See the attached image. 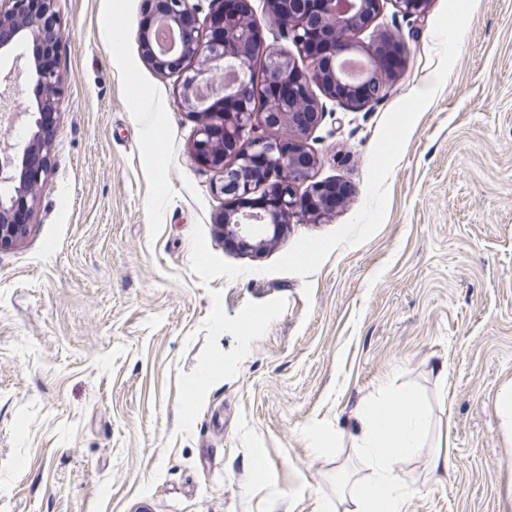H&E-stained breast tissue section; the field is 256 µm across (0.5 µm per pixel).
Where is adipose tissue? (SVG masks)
<instances>
[{"mask_svg": "<svg viewBox=\"0 0 512 512\" xmlns=\"http://www.w3.org/2000/svg\"><path fill=\"white\" fill-rule=\"evenodd\" d=\"M406 407L372 399L360 408L367 430L357 451L373 470L371 480L353 492V512H404L405 494L392 463L414 455L422 444L425 416L414 394H406Z\"/></svg>", "mask_w": 512, "mask_h": 512, "instance_id": "obj_1", "label": "adipose tissue"}]
</instances>
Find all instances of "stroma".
Masks as SVG:
<instances>
[{"instance_id": "obj_1", "label": "stroma", "mask_w": 512, "mask_h": 512, "mask_svg": "<svg viewBox=\"0 0 512 512\" xmlns=\"http://www.w3.org/2000/svg\"><path fill=\"white\" fill-rule=\"evenodd\" d=\"M443 6L428 0L414 20L384 0L351 33L404 46L393 93L358 110L325 100L311 176L348 196L254 257L216 225L228 199L190 156L198 117L177 104L178 75L143 57V0H55L48 186L26 238L0 252V512H346L338 484L371 475L355 451L360 405L409 392L427 422L420 452L393 464L405 512H512L498 405L512 389V0H476L387 180L378 230L308 278L264 271L362 207L384 121L439 69ZM198 225L247 274L202 286ZM213 289L231 317L250 302L285 308L184 436L178 379L205 346ZM445 445L456 466L436 477L429 457Z\"/></svg>"}]
</instances>
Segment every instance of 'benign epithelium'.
<instances>
[{"instance_id":"7a95c632","label":"benign epithelium","mask_w":512,"mask_h":512,"mask_svg":"<svg viewBox=\"0 0 512 512\" xmlns=\"http://www.w3.org/2000/svg\"><path fill=\"white\" fill-rule=\"evenodd\" d=\"M205 23H200L191 0H149L145 19L138 33L146 61L159 71L182 69L185 59L196 60L197 68L185 73L179 94L182 109L204 117L191 143V154L199 166L216 175L213 190L239 195L254 192V180L247 172L255 164L267 165L277 173L272 193L275 211H249L237 217L221 213L217 226L224 239L256 256L265 253L284 232L286 224L303 214L319 219L338 206L333 196L335 183L314 182L302 193L318 163L307 147L310 131L323 118V105L314 93L360 107L387 96L391 84L370 74L358 82L342 77L336 62L343 53L357 50L349 34L367 27L380 13L382 0H318L317 8L306 0H266L269 24L288 32L306 68L297 66L294 55L267 43L256 22L248 15V0H212ZM400 12L418 18L425 13L428 0H394ZM169 21L178 31V45L169 51L154 46L155 23ZM29 35L45 45L55 57L52 65L34 58L33 77L48 96L38 100L32 131L20 143V152L0 153V186L10 188L0 195V250L18 244L29 225L17 214L33 212L38 194L46 186L50 166L53 129L48 117L57 111L55 94L62 79L58 70L63 31L55 11V0H0V51ZM395 48L393 38L385 36L362 47L370 58L383 61ZM264 59L269 87L282 93L270 100L267 111H249L251 85L238 82L223 92L224 65L250 71L255 58Z\"/></svg>"}]
</instances>
